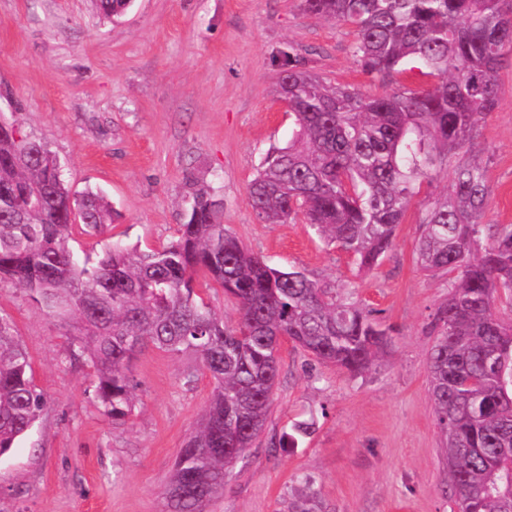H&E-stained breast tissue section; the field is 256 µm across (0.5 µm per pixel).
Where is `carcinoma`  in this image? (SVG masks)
I'll list each match as a JSON object with an SVG mask.
<instances>
[{
  "instance_id": "cac0c4a2",
  "label": "carcinoma",
  "mask_w": 512,
  "mask_h": 512,
  "mask_svg": "<svg viewBox=\"0 0 512 512\" xmlns=\"http://www.w3.org/2000/svg\"><path fill=\"white\" fill-rule=\"evenodd\" d=\"M132 0H94L116 20ZM308 12L350 25L367 74L418 63L437 78L423 90L370 96L331 85L286 54L279 98L291 139L266 154L249 196L266 224L303 215L329 246L367 272L391 250L423 180L451 174V191L428 203L417 263L448 275L429 353L433 411L458 512H512V224H489L485 167L452 158L498 104V71L512 53V0H304ZM106 197L72 195L56 157L18 137L0 113V281L63 318H77L71 355L98 373L104 415L132 411L130 363L153 345L196 352L215 387L203 423L184 443L165 491L169 512H205L228 468L259 438L279 376L277 339L350 373L369 369L386 330L350 293L298 270L281 271L223 224L211 189H195L178 237L141 250L113 243L92 262L69 242L81 224L113 223ZM202 272L236 300L234 329L198 298ZM46 406L26 348L0 315V454L14 448Z\"/></svg>"
}]
</instances>
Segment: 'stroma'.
<instances>
[{
  "label": "stroma",
  "mask_w": 512,
  "mask_h": 512,
  "mask_svg": "<svg viewBox=\"0 0 512 512\" xmlns=\"http://www.w3.org/2000/svg\"><path fill=\"white\" fill-rule=\"evenodd\" d=\"M350 26L315 16L303 0H133L117 20L91 0H0V112L55 154L73 193H105L119 217L103 234H74L77 255L106 244L159 248L175 240L185 201L211 187L225 226L271 266L300 269L355 293L392 338L369 371L351 374L295 348L281 349L265 429L229 469L205 512H457L429 390L433 318L448 279L417 264L422 209L448 177L422 184L372 272L295 219L266 224L248 187L293 120L275 88L283 53L333 83L368 95L426 88L419 70L369 75ZM499 101L467 157L486 167V220L512 224V54ZM0 313L27 349L47 405L0 457V512H166L164 489L213 389L198 355L149 347L130 367L134 410L103 416L94 369L72 358L75 323L0 282ZM314 420L296 448L293 423Z\"/></svg>",
  "instance_id": "1"
}]
</instances>
